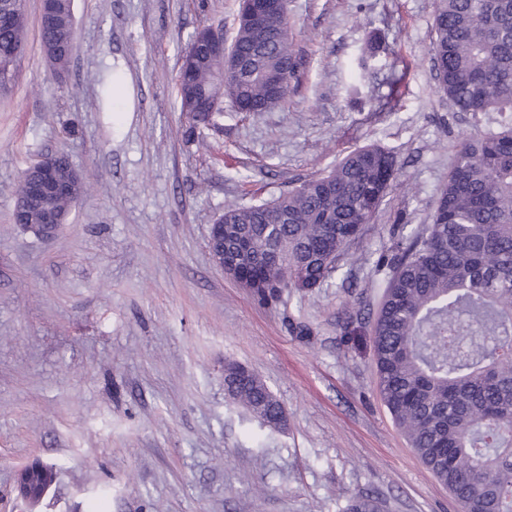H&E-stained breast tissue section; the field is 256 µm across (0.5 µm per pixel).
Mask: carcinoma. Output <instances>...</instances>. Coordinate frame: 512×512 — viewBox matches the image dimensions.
Returning a JSON list of instances; mask_svg holds the SVG:
<instances>
[{"label": "carcinoma", "instance_id": "1", "mask_svg": "<svg viewBox=\"0 0 512 512\" xmlns=\"http://www.w3.org/2000/svg\"><path fill=\"white\" fill-rule=\"evenodd\" d=\"M241 7L231 49L262 70L282 75L275 90L260 79L213 73L224 58L196 65L178 79L187 137L210 120L199 102L214 98L257 114L288 98L299 54L288 15L271 11L260 27ZM428 49L434 79L458 112H496V125L466 136L456 149L430 223L401 236L377 264L390 271L372 328L379 389L394 423L462 512H512V0H436ZM41 46L57 44L51 61L64 68L73 51V0L40 27ZM26 46L25 12L0 26V90L14 77ZM395 156L380 145L347 153L325 175L270 202L228 205L224 239L249 237L250 259L236 262L239 281L261 301L283 290L321 287L336 261L370 223L397 180ZM32 224L41 205L19 183L14 210ZM226 365L228 399L269 427L283 409L255 373ZM346 512H379L355 496Z\"/></svg>", "mask_w": 512, "mask_h": 512}]
</instances>
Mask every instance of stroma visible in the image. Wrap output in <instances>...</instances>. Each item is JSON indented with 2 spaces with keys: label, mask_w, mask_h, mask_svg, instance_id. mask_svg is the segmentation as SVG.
<instances>
[{
  "label": "stroma",
  "mask_w": 512,
  "mask_h": 512,
  "mask_svg": "<svg viewBox=\"0 0 512 512\" xmlns=\"http://www.w3.org/2000/svg\"><path fill=\"white\" fill-rule=\"evenodd\" d=\"M62 76L26 0V51L0 93V512H460L381 400L371 317L380 255L428 223L460 137L496 114L456 112L427 50L435 0H289L300 81L252 116L224 105L186 142L176 100L202 26L233 37L239 0H74ZM385 48L366 61L369 37ZM130 92L94 99L114 71ZM397 90L398 102L386 97ZM369 144L400 185L338 272L275 308L207 247L226 205L270 201ZM64 153L92 190L50 238L14 224L23 172ZM258 375L287 413L272 429L231 403L224 365ZM56 478L36 508L16 476Z\"/></svg>",
  "instance_id": "35a3bbf8"
}]
</instances>
